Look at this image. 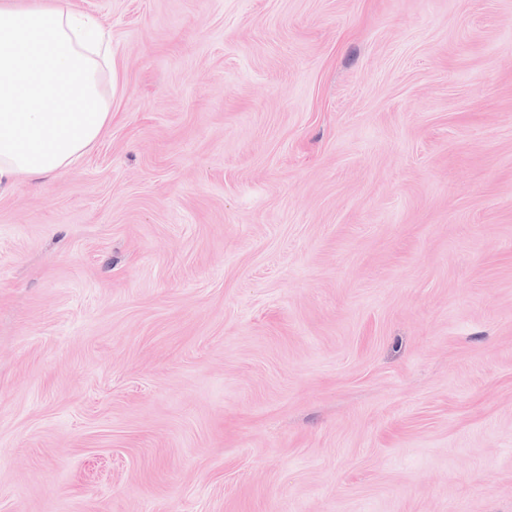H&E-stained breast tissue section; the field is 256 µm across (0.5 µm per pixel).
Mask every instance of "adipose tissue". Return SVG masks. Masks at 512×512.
Returning a JSON list of instances; mask_svg holds the SVG:
<instances>
[{"label": "adipose tissue", "instance_id": "obj_1", "mask_svg": "<svg viewBox=\"0 0 512 512\" xmlns=\"http://www.w3.org/2000/svg\"><path fill=\"white\" fill-rule=\"evenodd\" d=\"M109 47L67 0H0V187L90 152L112 119L96 59Z\"/></svg>", "mask_w": 512, "mask_h": 512}]
</instances>
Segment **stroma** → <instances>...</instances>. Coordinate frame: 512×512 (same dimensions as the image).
Segmentation results:
<instances>
[{"label":"stroma","instance_id":"1","mask_svg":"<svg viewBox=\"0 0 512 512\" xmlns=\"http://www.w3.org/2000/svg\"><path fill=\"white\" fill-rule=\"evenodd\" d=\"M112 121L0 192V512H512V0H68Z\"/></svg>","mask_w":512,"mask_h":512}]
</instances>
